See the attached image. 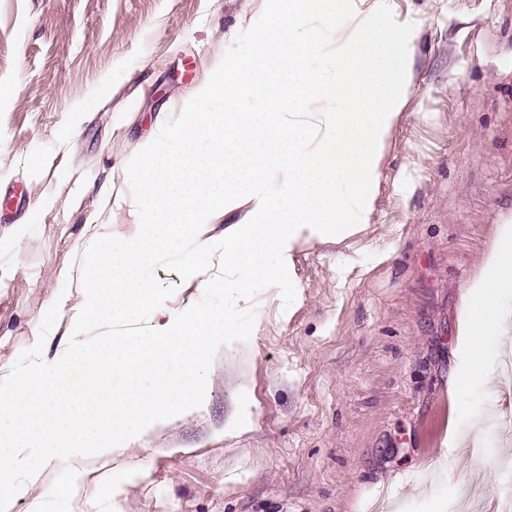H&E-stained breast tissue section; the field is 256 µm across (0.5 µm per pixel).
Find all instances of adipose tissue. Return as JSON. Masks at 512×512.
Masks as SVG:
<instances>
[{
    "label": "adipose tissue",
    "mask_w": 512,
    "mask_h": 512,
    "mask_svg": "<svg viewBox=\"0 0 512 512\" xmlns=\"http://www.w3.org/2000/svg\"><path fill=\"white\" fill-rule=\"evenodd\" d=\"M508 294H512V222L506 220L463 295L460 333L467 341L472 377L487 373L486 340L512 349V315L506 314L501 304Z\"/></svg>",
    "instance_id": "adipose-tissue-1"
}]
</instances>
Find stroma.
<instances>
[{
  "label": "stroma",
  "mask_w": 512,
  "mask_h": 512,
  "mask_svg": "<svg viewBox=\"0 0 512 512\" xmlns=\"http://www.w3.org/2000/svg\"><path fill=\"white\" fill-rule=\"evenodd\" d=\"M265 0H0V377L85 303L61 269L96 237L130 238L126 166L222 59ZM414 23L404 118L364 236L296 246V300L257 298L248 342L220 348L204 401L102 456L47 461L13 512L79 474L72 512H438L512 492V391L470 381L462 294L512 214V0H396ZM112 92H105V85ZM49 156L35 168L32 156ZM112 188V202L96 196ZM152 328L199 301L184 279Z\"/></svg>",
  "instance_id": "35a3bbf8"
}]
</instances>
